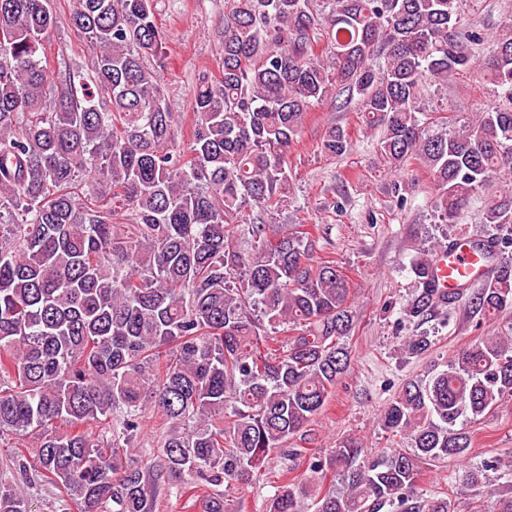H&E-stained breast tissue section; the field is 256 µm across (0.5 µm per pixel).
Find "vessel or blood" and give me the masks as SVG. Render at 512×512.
<instances>
[{
    "instance_id": "b4317fda",
    "label": "vessel or blood",
    "mask_w": 512,
    "mask_h": 512,
    "mask_svg": "<svg viewBox=\"0 0 512 512\" xmlns=\"http://www.w3.org/2000/svg\"><path fill=\"white\" fill-rule=\"evenodd\" d=\"M433 263L437 285L448 294L481 280L487 270L485 262L463 238L449 240L437 249Z\"/></svg>"
}]
</instances>
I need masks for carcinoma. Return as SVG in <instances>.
<instances>
[{
	"mask_svg": "<svg viewBox=\"0 0 512 512\" xmlns=\"http://www.w3.org/2000/svg\"><path fill=\"white\" fill-rule=\"evenodd\" d=\"M462 12L463 0H224L223 70L199 79L181 148L153 0H75L71 25L97 52L89 73L56 82L51 0H0V436L31 439L33 457L11 459L18 480L50 482L83 512H153L156 480L133 453L149 408L171 423L158 476L197 512H228L219 488L299 456L288 441L349 367L350 284L312 262L306 225L265 215L288 203V156L334 86L383 127L390 168L431 172L439 222L460 223L512 176V14L489 38ZM480 66L492 105L446 112L448 76ZM350 147L338 127L321 144ZM483 219L512 224L511 187L484 200ZM471 245L492 263L483 287L443 297L423 250L405 315L462 299L487 320L512 308V236ZM431 347L408 336L402 352ZM509 398L512 336L482 338L385 405L383 429L410 447L368 455L351 438L303 475L285 463L267 512H453L448 496L420 494L421 469L464 461V424ZM502 465L464 478L481 486ZM0 512H30L28 499L0 482Z\"/></svg>",
	"mask_w": 512,
	"mask_h": 512,
	"instance_id": "1",
	"label": "carcinoma"
}]
</instances>
